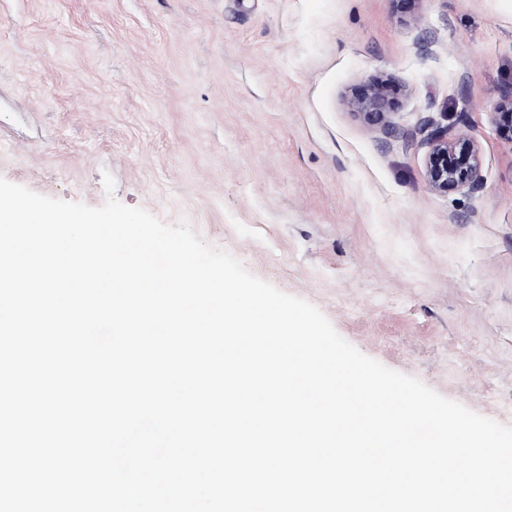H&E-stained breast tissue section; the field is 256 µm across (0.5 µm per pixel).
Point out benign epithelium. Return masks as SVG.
<instances>
[{
    "label": "benign epithelium",
    "mask_w": 512,
    "mask_h": 512,
    "mask_svg": "<svg viewBox=\"0 0 512 512\" xmlns=\"http://www.w3.org/2000/svg\"><path fill=\"white\" fill-rule=\"evenodd\" d=\"M352 107L365 124L385 132L392 130L391 101L383 82L373 81ZM497 108L501 110L502 125L512 128V85L500 91ZM424 132L428 146L425 177L430 190L473 192L479 189L482 155L478 145L468 137L464 115L445 125L431 120Z\"/></svg>",
    "instance_id": "7a95c632"
}]
</instances>
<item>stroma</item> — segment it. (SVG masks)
<instances>
[{"instance_id": "35a3bbf8", "label": "stroma", "mask_w": 512, "mask_h": 512, "mask_svg": "<svg viewBox=\"0 0 512 512\" xmlns=\"http://www.w3.org/2000/svg\"><path fill=\"white\" fill-rule=\"evenodd\" d=\"M388 79L394 133L347 105ZM512 0H0V177L189 223L367 356L512 426ZM465 113L481 186L429 189Z\"/></svg>"}]
</instances>
